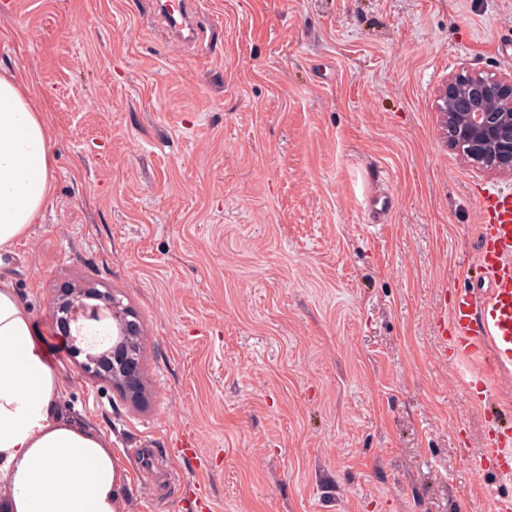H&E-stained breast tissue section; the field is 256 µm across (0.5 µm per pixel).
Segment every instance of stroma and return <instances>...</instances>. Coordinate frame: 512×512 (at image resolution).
I'll return each instance as SVG.
<instances>
[{
    "label": "stroma",
    "mask_w": 512,
    "mask_h": 512,
    "mask_svg": "<svg viewBox=\"0 0 512 512\" xmlns=\"http://www.w3.org/2000/svg\"><path fill=\"white\" fill-rule=\"evenodd\" d=\"M0 0V67L46 112L52 205L0 272L44 347L59 289L143 329L139 405L52 359L64 416L130 476L124 512H487L484 411L440 321L477 268L478 195L437 90L512 74V0ZM391 205L364 210L376 178ZM177 1V2H173ZM172 2V3H170ZM158 14L171 39L179 43H192L196 39L195 10L188 0H157Z\"/></svg>",
    "instance_id": "35a3bbf8"
}]
</instances>
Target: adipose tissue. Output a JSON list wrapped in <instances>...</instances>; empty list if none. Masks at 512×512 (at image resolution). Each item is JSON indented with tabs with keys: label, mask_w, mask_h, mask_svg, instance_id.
<instances>
[{
	"label": "adipose tissue",
	"mask_w": 512,
	"mask_h": 512,
	"mask_svg": "<svg viewBox=\"0 0 512 512\" xmlns=\"http://www.w3.org/2000/svg\"><path fill=\"white\" fill-rule=\"evenodd\" d=\"M49 127L16 74H0V255L52 201ZM63 385L30 308L0 278V512H122L130 478L102 433L63 419Z\"/></svg>",
	"instance_id": "adipose-tissue-1"
}]
</instances>
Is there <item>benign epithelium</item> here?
I'll return each mask as SVG.
<instances>
[{
  "label": "benign epithelium",
  "mask_w": 512,
  "mask_h": 512,
  "mask_svg": "<svg viewBox=\"0 0 512 512\" xmlns=\"http://www.w3.org/2000/svg\"><path fill=\"white\" fill-rule=\"evenodd\" d=\"M443 138L476 167L512 174V76L459 71L438 91ZM61 335L85 355L84 372L112 384L132 402L145 392L142 327L137 314L110 291L69 288L52 298Z\"/></svg>",
  "instance_id": "1"
}]
</instances>
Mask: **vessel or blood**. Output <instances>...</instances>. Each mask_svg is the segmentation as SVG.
Segmentation results:
<instances>
[{"mask_svg":"<svg viewBox=\"0 0 512 512\" xmlns=\"http://www.w3.org/2000/svg\"><path fill=\"white\" fill-rule=\"evenodd\" d=\"M157 11L171 39L179 43L195 41L191 0H157ZM482 221L484 232L477 262L489 285L478 293L457 294L445 325L454 359H483L477 370L462 378L466 393L488 405L485 454L468 468L473 478L492 472L500 481L512 483V422L501 420L502 414L512 411V396L490 393L494 376L512 374V196L488 194Z\"/></svg>","mask_w":512,"mask_h":512,"instance_id":"vessel-or-blood-1","label":"vessel or blood"}]
</instances>
